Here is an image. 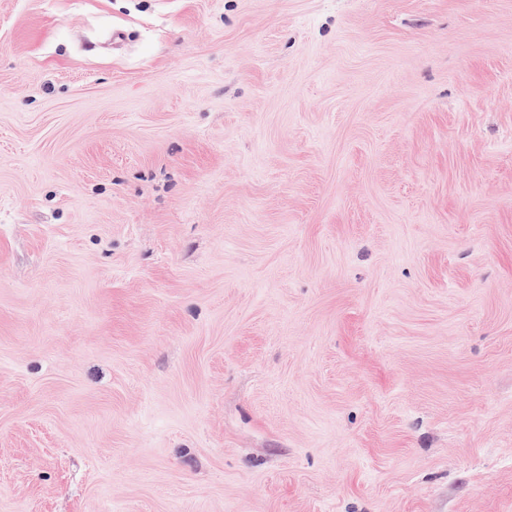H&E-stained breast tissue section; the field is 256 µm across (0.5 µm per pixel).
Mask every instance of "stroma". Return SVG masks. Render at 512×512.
Listing matches in <instances>:
<instances>
[{"mask_svg": "<svg viewBox=\"0 0 512 512\" xmlns=\"http://www.w3.org/2000/svg\"><path fill=\"white\" fill-rule=\"evenodd\" d=\"M0 512H512V0H0Z\"/></svg>", "mask_w": 512, "mask_h": 512, "instance_id": "obj_1", "label": "stroma"}]
</instances>
